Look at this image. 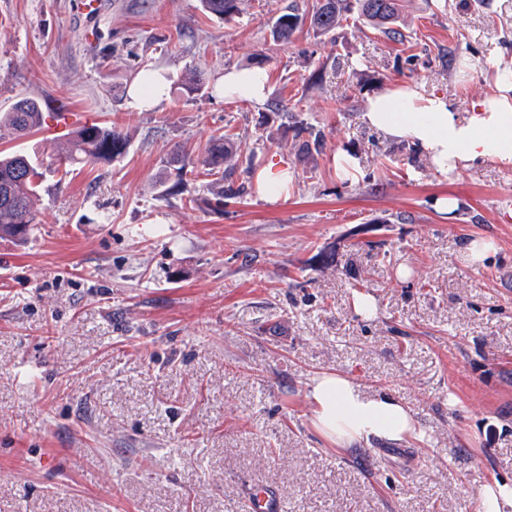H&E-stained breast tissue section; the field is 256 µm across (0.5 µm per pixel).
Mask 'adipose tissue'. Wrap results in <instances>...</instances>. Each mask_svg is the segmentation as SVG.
<instances>
[{"label":"adipose tissue","instance_id":"obj_1","mask_svg":"<svg viewBox=\"0 0 512 512\" xmlns=\"http://www.w3.org/2000/svg\"><path fill=\"white\" fill-rule=\"evenodd\" d=\"M214 89L224 98L259 104L269 92V76L258 67L231 68L217 76ZM361 119L388 138L418 145L444 173L483 160L512 165V82L499 83L497 93L479 101L464 118L446 96L393 86L370 99ZM292 181L285 162L266 163L255 175L258 195L271 203L287 197ZM306 398L315 431L341 450L375 440L399 443L416 434L406 405L386 392L362 393L340 372L314 375Z\"/></svg>","mask_w":512,"mask_h":512}]
</instances>
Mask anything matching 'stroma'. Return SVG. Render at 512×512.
Returning a JSON list of instances; mask_svg holds the SVG:
<instances>
[{"label":"stroma","mask_w":512,"mask_h":512,"mask_svg":"<svg viewBox=\"0 0 512 512\" xmlns=\"http://www.w3.org/2000/svg\"><path fill=\"white\" fill-rule=\"evenodd\" d=\"M80 2L0 0V112L25 95L130 136L118 160L44 179L25 245L0 239V512H249L259 488L283 512H477L484 485L512 479V167L442 174L361 115L401 83L470 112L498 81L484 59L512 66V0H409L407 47L356 15L336 42L273 43L289 0H244L229 24L199 0H101L94 19ZM259 53L263 104L215 94ZM149 65L170 84L138 112ZM296 118L327 135L308 165ZM228 126L255 166L290 165L287 198L229 199L202 173L161 195L172 152ZM472 237L493 249L476 268ZM362 293L375 316L355 312ZM323 371L403 401L419 439L390 457L331 447L306 399Z\"/></svg>","instance_id":"35a3bbf8"}]
</instances>
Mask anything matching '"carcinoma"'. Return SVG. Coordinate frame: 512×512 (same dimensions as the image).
Returning <instances> with one entry per match:
<instances>
[{"instance_id":"1","label":"carcinoma","mask_w":512,"mask_h":512,"mask_svg":"<svg viewBox=\"0 0 512 512\" xmlns=\"http://www.w3.org/2000/svg\"><path fill=\"white\" fill-rule=\"evenodd\" d=\"M243 0H200L205 14L229 20L240 12ZM406 0H316L309 11H300L291 2L271 25V36L279 44L292 42L296 32L304 26L318 36L336 41V32L343 28L348 16L358 11L368 24L387 39L404 43L407 35L401 30ZM56 119L55 113L45 112L39 101L23 97L15 101L6 112H0V137L7 134L23 138ZM298 133L308 139L299 143L298 160L306 162L324 152L327 146L324 130L311 123H300ZM129 136L122 130L98 123H86L68 133L65 144L51 154L40 151L0 153V239L18 244L27 241L35 223V204L39 196L44 172L71 171L74 164L112 161L127 151ZM240 151L239 134L228 128L224 133L212 135L201 152L194 158L180 150L172 153L168 170L158 181L161 194L185 185L187 176L197 168L207 175L222 179L236 171L235 157Z\"/></svg>"}]
</instances>
